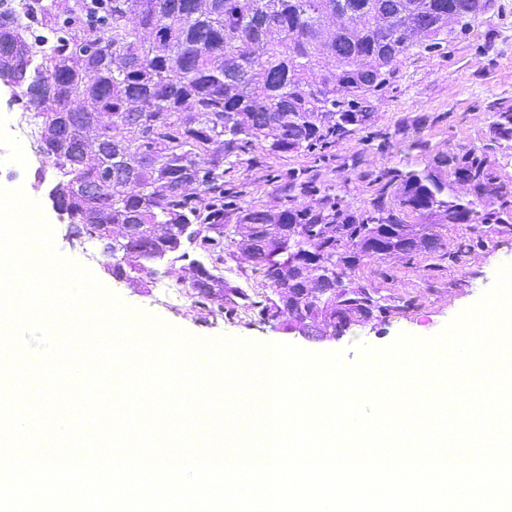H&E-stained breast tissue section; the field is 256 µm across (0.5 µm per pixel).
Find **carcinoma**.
<instances>
[{"label":"carcinoma","instance_id":"obj_1","mask_svg":"<svg viewBox=\"0 0 512 512\" xmlns=\"http://www.w3.org/2000/svg\"><path fill=\"white\" fill-rule=\"evenodd\" d=\"M24 2L22 12L0 11V74L41 118L43 153L70 173L52 199L75 232L97 227L115 278L151 274L176 254L188 261L186 279L199 297L220 288L242 298L224 280L225 238L199 231L232 224L231 242L279 296L254 303L259 318L286 331V317L304 315L316 291L336 287L329 271H353L366 255L438 252L441 239L405 215L501 222L498 212L478 210L498 189L477 149L437 154L420 172L380 174L364 213L330 194L297 203L293 191L317 192L305 170L288 172L278 211L235 204L227 212L224 203V164L255 141L270 155L326 151L360 129L359 115L371 111L403 59L444 52L448 35L465 31L488 0ZM35 23L52 34L44 61L40 40L29 35ZM323 56L337 71L316 69ZM493 131L512 141V104H498ZM457 185L470 196L458 195ZM129 224L140 227L138 236L116 245L112 227ZM188 246L206 261L190 257ZM142 255L152 262H128ZM319 312L348 324L389 307L345 282L321 299Z\"/></svg>","mask_w":512,"mask_h":512}]
</instances>
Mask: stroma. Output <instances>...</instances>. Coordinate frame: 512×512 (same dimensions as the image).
Here are the masks:
<instances>
[{"label":"stroma","instance_id":"35a3bbf8","mask_svg":"<svg viewBox=\"0 0 512 512\" xmlns=\"http://www.w3.org/2000/svg\"><path fill=\"white\" fill-rule=\"evenodd\" d=\"M497 101L512 103V0H491L467 31L449 40L444 54L419 53L405 59L386 89L374 97L369 126L333 143L328 158L295 152L271 156L257 142L225 171L224 190L239 193L241 202L276 210L283 205V175L305 168L314 174L319 192L300 195L301 204H315L319 194L330 193L363 212L371 207L374 179L381 172L420 171L434 155L472 148L486 151L498 182L511 187L512 142L496 140L491 133V106ZM19 173L27 194L40 202L53 226L62 255L88 266L128 306L198 338L291 343L311 352L341 350L352 362L358 341L383 347L403 331L420 338L439 335L493 287L502 266L512 265L511 207L503 210L499 224L439 226L441 252L362 258L352 280L367 286L389 306V313L351 325L340 338L318 340L285 333L260 320L255 302L275 292L253 276L250 260L232 245L224 255V275L231 284L247 287L249 297L238 302L229 318L222 316L219 298L205 300L192 293L186 302L174 303L165 297V285H187L182 261H163L157 274L143 279L114 278L103 242L86 235L73 238L67 218L54 210L52 180L41 179L35 168L24 164ZM472 236L478 237V244L457 256L459 243Z\"/></svg>","mask_w":512,"mask_h":512}]
</instances>
